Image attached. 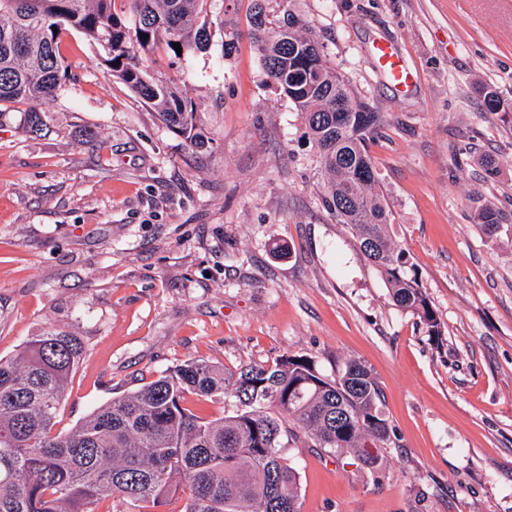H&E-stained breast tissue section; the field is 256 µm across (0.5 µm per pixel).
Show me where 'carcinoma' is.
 Masks as SVG:
<instances>
[{
    "mask_svg": "<svg viewBox=\"0 0 512 512\" xmlns=\"http://www.w3.org/2000/svg\"><path fill=\"white\" fill-rule=\"evenodd\" d=\"M205 2L0 0V122L9 105L23 102L30 105L25 128L42 130L38 106L60 84L59 42L71 28L104 43L112 75L161 122L191 145L205 146L192 101L151 77L140 61L161 45L173 52L178 43L184 54L201 48ZM267 2L252 0L249 35L267 79L304 115L326 210L350 229L395 306L440 338V320L418 273L388 233L389 210L369 152L380 114L327 65L303 17L286 9L271 19ZM480 96L487 111L501 110L495 89L484 87ZM477 220L491 235L504 217L485 203ZM83 355L79 337L51 327L0 358V512H100L110 500L152 512L176 495L184 501L180 512H301L298 472L284 455L283 436L338 456L349 452L375 472L393 434L379 386L362 364L349 361L328 381L312 358L288 353L235 372L187 361L57 433L66 386ZM228 392L237 400L230 415L206 419L186 406L190 395ZM289 420L299 433L286 429Z\"/></svg>",
    "mask_w": 512,
    "mask_h": 512,
    "instance_id": "cac0c4a2",
    "label": "carcinoma"
}]
</instances>
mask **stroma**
Segmentation results:
<instances>
[{
	"label": "stroma",
	"mask_w": 512,
	"mask_h": 512,
	"mask_svg": "<svg viewBox=\"0 0 512 512\" xmlns=\"http://www.w3.org/2000/svg\"><path fill=\"white\" fill-rule=\"evenodd\" d=\"M268 8L301 14L380 113L369 151L390 233L441 340L394 305L325 210L304 118L249 37L250 0H208L203 49L141 58L195 103L205 147L165 126L74 29L43 131H26L23 103L0 124V357L50 327L82 337L59 431L187 360L233 370L306 355L329 380L354 360L380 386L393 441L372 474L349 454L287 446L302 512H512V0ZM375 40L404 57L409 91L378 74ZM483 85L506 111L483 108ZM486 201L508 216L492 235L475 219Z\"/></svg>",
	"instance_id": "1"
}]
</instances>
